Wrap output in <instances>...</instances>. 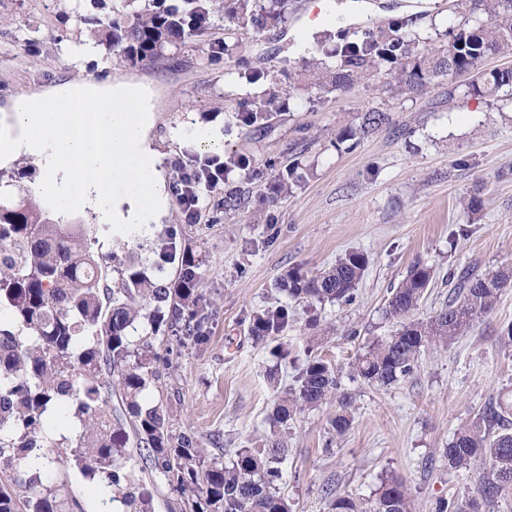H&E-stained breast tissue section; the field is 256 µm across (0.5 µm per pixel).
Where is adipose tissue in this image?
Returning <instances> with one entry per match:
<instances>
[{
    "instance_id": "ef3b65f1",
    "label": "adipose tissue",
    "mask_w": 512,
    "mask_h": 512,
    "mask_svg": "<svg viewBox=\"0 0 512 512\" xmlns=\"http://www.w3.org/2000/svg\"><path fill=\"white\" fill-rule=\"evenodd\" d=\"M75 104L90 127H77ZM151 111L142 86L129 80L66 82L48 96L18 92L11 114L17 134L0 143V163L39 157L37 192L52 201L54 216L88 207L100 224L154 223L168 197L159 176L163 156L147 140Z\"/></svg>"
}]
</instances>
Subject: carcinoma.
<instances>
[{
    "label": "carcinoma",
    "instance_id": "carcinoma-1",
    "mask_svg": "<svg viewBox=\"0 0 512 512\" xmlns=\"http://www.w3.org/2000/svg\"><path fill=\"white\" fill-rule=\"evenodd\" d=\"M134 2L119 0L113 17L97 30L100 42L133 64L152 63L165 49L204 34L217 16L261 29L286 22V0L261 7L256 0H175L152 12L132 10ZM455 8L461 20L448 31V42L378 28L336 45L328 54L333 62L313 71V84L348 92L388 65L389 91L402 95L464 71L471 75L465 93L505 101L512 96V69L487 70L484 63L512 52V0H456ZM281 107L270 94L255 102L246 121L255 124ZM387 120L385 111L371 110L349 136L361 139ZM35 172L27 162L9 176L0 171V472L9 471L8 483L0 484V512H84L77 499L65 496L71 476L63 459L52 456L55 448L68 451L78 474L98 483L103 503L118 502L122 512H151L141 477L146 470L163 476L178 508L190 512H291L278 488L288 422L334 402L330 430L342 435L352 424V396L342 389L336 368L317 355L277 392L269 415L273 433L262 447L244 446L227 462L222 454L206 457L195 435L172 429L163 403L144 401V392L158 386L172 365L174 350L161 354L155 348L158 334L181 343L204 338L209 302L200 289L202 260L188 249L169 248L164 258L176 265V277L167 282L134 256L114 254L107 261L95 255L97 225L51 219L21 185ZM367 266L366 256L349 252L315 273L292 268L276 288L309 304L347 303ZM114 272L118 278L105 287ZM432 279L431 268L417 262L391 290L385 317L399 328L356 355L352 378L387 387L411 377L425 348L447 346L493 311L512 284V268L450 275L455 285L448 304L416 319ZM140 320L151 333L136 338ZM291 322L288 306L272 305L253 315L250 334L285 358L282 339ZM114 394L120 400L116 410ZM64 406L71 408L75 427L57 435L52 415ZM131 447L145 463L137 471L129 466ZM441 456L451 470L478 459L488 465L477 496L456 512H480L482 503L512 494V402L491 406L462 426ZM59 463L56 477L43 478ZM331 512H410L407 488L392 476L368 497L334 498Z\"/></svg>",
    "mask_w": 512,
    "mask_h": 512
}]
</instances>
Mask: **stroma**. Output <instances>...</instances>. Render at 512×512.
Here are the masks:
<instances>
[{
	"mask_svg": "<svg viewBox=\"0 0 512 512\" xmlns=\"http://www.w3.org/2000/svg\"><path fill=\"white\" fill-rule=\"evenodd\" d=\"M347 2L334 0L306 52L298 44L309 0H290L286 24L256 32L223 22L182 45L176 62L132 64L102 44L75 55L93 40L90 19L111 15L112 0H0V134L11 133L18 91L122 78L142 84L155 105L149 138L164 156L167 187L194 160L247 157L249 169L205 192L200 223H185L173 201L161 219L176 248L202 257L211 305L207 339L182 347L167 387L150 389L147 400L162 401L174 429L196 433L209 453L230 456L269 434L275 381L323 356L353 396L354 421L337 438L325 410L290 421L281 491L293 512H331L333 497L369 496L388 476L405 483L411 512H434L441 498L460 508L486 465L451 470L439 450L512 396V342L501 337L512 324V287L448 349L425 350L410 378L379 388L352 379L350 365L396 330L384 308L412 264L433 270L421 318L447 303L450 272L512 267V108L449 93L444 79L399 98L378 79L347 93L311 88L314 64L336 43L392 26L444 41L460 21L455 0H369V18L350 24ZM218 39L236 53L212 55ZM263 94L279 96L283 110L244 124L239 111ZM371 108L386 110L388 123L359 144L345 140ZM294 163L298 186L277 193ZM473 197L475 214L467 209ZM348 252L369 261L352 303L289 302L287 359L255 344L250 320L280 300L276 282L287 270L314 271ZM328 325L337 333L325 339Z\"/></svg>",
	"mask_w": 512,
	"mask_h": 512,
	"instance_id": "1",
	"label": "stroma"
}]
</instances>
